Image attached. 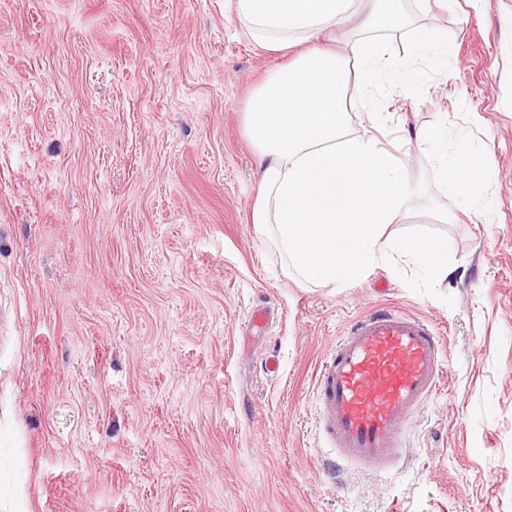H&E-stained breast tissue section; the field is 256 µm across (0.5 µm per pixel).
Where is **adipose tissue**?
<instances>
[{"instance_id":"1","label":"adipose tissue","mask_w":512,"mask_h":512,"mask_svg":"<svg viewBox=\"0 0 512 512\" xmlns=\"http://www.w3.org/2000/svg\"><path fill=\"white\" fill-rule=\"evenodd\" d=\"M229 2L255 43L289 57L246 106L258 164L251 222L305 277L347 282L397 248L386 229L411 198L406 167L374 137L348 133L355 72L386 64L369 43L350 60L326 47L355 0Z\"/></svg>"}]
</instances>
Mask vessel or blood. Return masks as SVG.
Wrapping results in <instances>:
<instances>
[{
    "mask_svg": "<svg viewBox=\"0 0 512 512\" xmlns=\"http://www.w3.org/2000/svg\"><path fill=\"white\" fill-rule=\"evenodd\" d=\"M441 346L427 321L393 308L350 324L316 378L322 434L339 458L391 465L413 412L438 389Z\"/></svg>",
    "mask_w": 512,
    "mask_h": 512,
    "instance_id": "vessel-or-blood-1",
    "label": "vessel or blood"
}]
</instances>
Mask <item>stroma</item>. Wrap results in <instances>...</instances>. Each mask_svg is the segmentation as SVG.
Listing matches in <instances>:
<instances>
[{
  "instance_id": "1",
  "label": "stroma",
  "mask_w": 512,
  "mask_h": 512,
  "mask_svg": "<svg viewBox=\"0 0 512 512\" xmlns=\"http://www.w3.org/2000/svg\"><path fill=\"white\" fill-rule=\"evenodd\" d=\"M401 5L336 50L414 69L357 74L355 109L409 173L391 236L446 239L448 276L395 252L335 283L251 222L282 58L227 0H0V512H512V0ZM381 307L444 336L440 385L389 472L331 469L316 374ZM357 49L354 57L358 63L359 70L362 73L383 70L388 68L383 60V56L379 54V51L371 43H361L354 47L353 51Z\"/></svg>"
}]
</instances>
